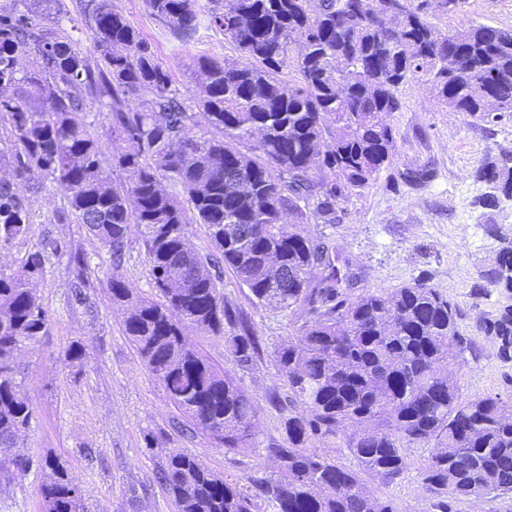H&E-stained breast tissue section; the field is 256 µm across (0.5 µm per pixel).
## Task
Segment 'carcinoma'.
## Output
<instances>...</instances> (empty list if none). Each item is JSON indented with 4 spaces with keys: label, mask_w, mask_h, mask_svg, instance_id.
Returning a JSON list of instances; mask_svg holds the SVG:
<instances>
[{
    "label": "carcinoma",
    "mask_w": 512,
    "mask_h": 512,
    "mask_svg": "<svg viewBox=\"0 0 512 512\" xmlns=\"http://www.w3.org/2000/svg\"><path fill=\"white\" fill-rule=\"evenodd\" d=\"M385 0H144L180 42L200 20L243 56L228 65L199 55L189 70L195 92L172 90L166 68L141 32L107 0H84L102 64L63 32L44 26L56 0H13L0 10V243L26 237L30 211L19 192L45 188L39 173L68 194L76 222L112 252L106 292L123 307L124 331L150 374L186 420L241 452L255 447L256 406L227 370L184 341L190 328L224 336L227 358L248 364L256 334L219 291L231 271L257 307L295 315L296 336L273 351L286 378L284 444L268 449L274 476H250L274 512H399L368 490L362 475L387 482L407 468V451L431 447L423 472L437 496L480 501L512 494V402L462 396L448 376L475 343L457 308L427 280L359 295L340 288L329 247L298 230L334 224L341 201L391 164L395 131L384 116L401 109L399 88L431 85L439 106L489 118L486 92L512 114V30L469 23L440 36L421 7L393 0L402 19L380 12ZM32 58L26 70L19 60ZM300 79H281L288 70ZM23 87V95L8 93ZM111 115L107 143L86 124L85 92ZM130 172L115 183L105 163ZM474 176L512 195V161L487 156ZM178 185L182 195L166 189ZM296 227L291 231L282 221ZM205 227L214 259L184 225ZM142 237L159 299L127 287L121 262L132 230ZM67 250L44 239L17 268L0 269V457L23 476L31 460L17 448L34 406L17 379L24 347L49 319L31 281L48 254ZM325 275L313 283L312 271ZM512 248L481 274L512 292ZM475 332L512 347V307L479 316ZM341 444L356 468L316 445ZM42 512H88L62 464H46ZM161 480L177 512H253L252 499L196 458L168 449Z\"/></svg>",
    "instance_id": "1"
}]
</instances>
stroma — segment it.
I'll list each match as a JSON object with an SVG mask.
<instances>
[{"label": "stroma", "instance_id": "35a3bbf8", "mask_svg": "<svg viewBox=\"0 0 512 512\" xmlns=\"http://www.w3.org/2000/svg\"><path fill=\"white\" fill-rule=\"evenodd\" d=\"M423 5L435 31L445 35L463 23H484L512 30V0H467L463 14L450 12L445 0H411ZM151 44L170 72L179 92L190 87L186 69L192 57L207 55L230 63L240 61L236 46L221 32L200 28L182 44L150 16L144 0H109ZM401 111L387 116L396 131L392 164L370 186L353 191L338 208L335 224H309L306 233L334 246L349 263L351 289L397 288L424 279L454 303L464 332H471L480 314L494 313L508 301L506 294L487 289L473 294L483 270L501 246L490 235L497 225L512 236V205L494 209L477 206L486 191L472 176L483 157L512 155V119L473 120L437 106L429 85L410 81L399 89ZM428 167L430 182L416 185L406 172ZM31 226L26 239L0 245V268L19 265L41 240L67 242L68 252L49 255L36 290L49 317L45 336L20 358V378L31 397L34 419L19 439L33 460L22 478H9L0 466V512H41L39 488L46 460L64 463L80 487L91 512H176L157 473L164 449L189 453L200 464L228 480L245 483L254 472L276 473L278 463L266 448L282 443V406L288 385L279 375L272 352L294 335V317L286 311L256 307L249 291L232 274L219 286L225 300L247 314L259 353L246 365L228 360L223 337L189 329L194 347L227 369L252 396L258 409L260 447L245 453L226 452L206 433L189 426L163 387L155 381L124 332V312L108 298L104 284L112 272L111 255L76 222L59 223L67 206L65 193L53 187L29 195ZM88 265L87 281L75 274L73 255ZM126 284L153 297L150 268L139 234H132L122 269ZM82 290L85 299L73 298ZM87 348L84 360L63 362V350L73 343ZM476 356H465L452 367L463 397L497 395L512 401V361H503L487 336H475ZM408 465L387 483L367 475L365 485L393 501L400 512H429L433 500L423 484L428 448L408 451Z\"/></svg>", "mask_w": 512, "mask_h": 512}]
</instances>
